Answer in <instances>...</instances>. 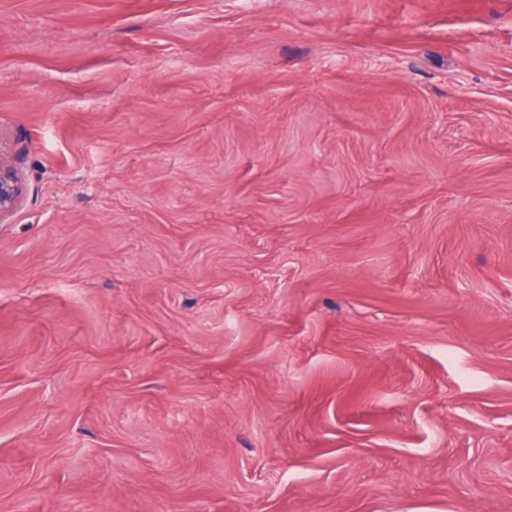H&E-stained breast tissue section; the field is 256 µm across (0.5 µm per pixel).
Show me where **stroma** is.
I'll list each match as a JSON object with an SVG mask.
<instances>
[{
	"label": "stroma",
	"instance_id": "stroma-1",
	"mask_svg": "<svg viewBox=\"0 0 512 512\" xmlns=\"http://www.w3.org/2000/svg\"><path fill=\"white\" fill-rule=\"evenodd\" d=\"M0 512H512V0H0ZM22 193V183L0 141V219L16 209Z\"/></svg>",
	"mask_w": 512,
	"mask_h": 512
}]
</instances>
